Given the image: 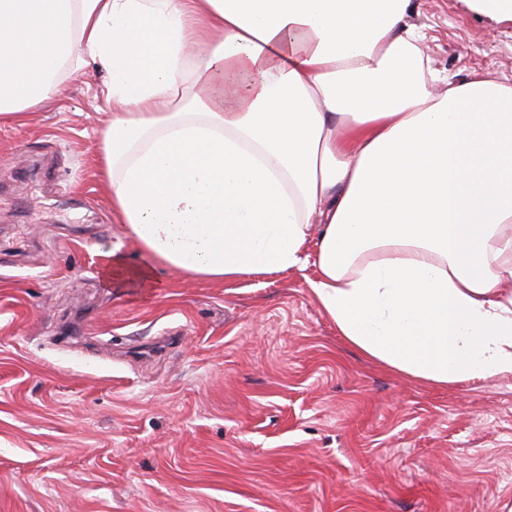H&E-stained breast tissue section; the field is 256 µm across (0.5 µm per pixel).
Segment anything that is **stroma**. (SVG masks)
<instances>
[{
	"label": "stroma",
	"instance_id": "35a3bbf8",
	"mask_svg": "<svg viewBox=\"0 0 512 512\" xmlns=\"http://www.w3.org/2000/svg\"><path fill=\"white\" fill-rule=\"evenodd\" d=\"M415 5L433 67L512 86L511 24ZM106 80L0 123V512H512V376L363 357L310 267L108 283L146 258L97 169Z\"/></svg>",
	"mask_w": 512,
	"mask_h": 512
}]
</instances>
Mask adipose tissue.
Returning a JSON list of instances; mask_svg holds the SVG:
<instances>
[{"label": "adipose tissue", "instance_id": "obj_1", "mask_svg": "<svg viewBox=\"0 0 512 512\" xmlns=\"http://www.w3.org/2000/svg\"><path fill=\"white\" fill-rule=\"evenodd\" d=\"M414 0H0V122L94 61L98 170L155 266H313L341 335L438 385L512 375V86L432 69Z\"/></svg>", "mask_w": 512, "mask_h": 512}]
</instances>
